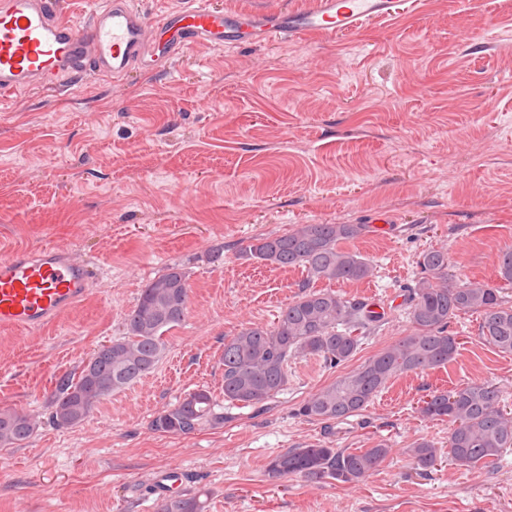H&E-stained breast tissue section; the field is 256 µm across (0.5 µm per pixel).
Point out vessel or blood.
I'll list each match as a JSON object with an SVG mask.
<instances>
[{"instance_id": "b4317fda", "label": "vessel or blood", "mask_w": 512, "mask_h": 512, "mask_svg": "<svg viewBox=\"0 0 512 512\" xmlns=\"http://www.w3.org/2000/svg\"><path fill=\"white\" fill-rule=\"evenodd\" d=\"M394 0H310L288 12L224 15L211 0L148 21L135 0H99L86 23L60 19L51 0H0V98L54 85L75 74L120 80L134 71L166 67L178 52L196 46L220 48L276 33L333 38L388 17ZM93 269L68 252L45 246L0 258V327L36 330L80 302ZM183 481L171 467L154 479L165 497Z\"/></svg>"}]
</instances>
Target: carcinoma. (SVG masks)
Wrapping results in <instances>:
<instances>
[{
	"label": "carcinoma",
	"mask_w": 512,
	"mask_h": 512,
	"mask_svg": "<svg viewBox=\"0 0 512 512\" xmlns=\"http://www.w3.org/2000/svg\"><path fill=\"white\" fill-rule=\"evenodd\" d=\"M365 232L364 224H300L287 233L252 237L242 247L240 257L248 261L302 269L306 290L282 307L271 324H245L224 338L219 365L225 401L239 408L266 402L287 387L292 359H318L330 368L347 363L363 336L384 323L386 310L379 303L347 299L331 289H309L312 282L358 283L372 277L371 261L345 247ZM417 267L415 285L404 300L411 331L319 388L301 403L299 415L343 421L363 411L392 379L447 367L458 345L448 328L461 314H479L483 343L512 354V306L502 301L498 288L450 282L448 252L442 248L422 250ZM498 275L512 284V248L500 251ZM189 293L188 276L178 267L149 280L126 316L127 335L99 345L78 374L61 379L50 400L52 424L58 429L82 425L112 394L151 373L167 351L165 334L186 317ZM418 413L425 420L448 422V458L459 467L492 465L512 448V412L501 387L490 381L436 389ZM222 425L224 407L205 388L186 394L151 422L154 431L173 435ZM35 430L24 412L0 409V446L23 444ZM391 454L383 439L352 451L310 443L271 458L265 477L271 483L299 477L357 484L377 472ZM406 454L421 471L437 466L438 448L431 440L415 442ZM158 512H205V502L198 494L164 498Z\"/></svg>",
	"instance_id": "obj_1"
}]
</instances>
